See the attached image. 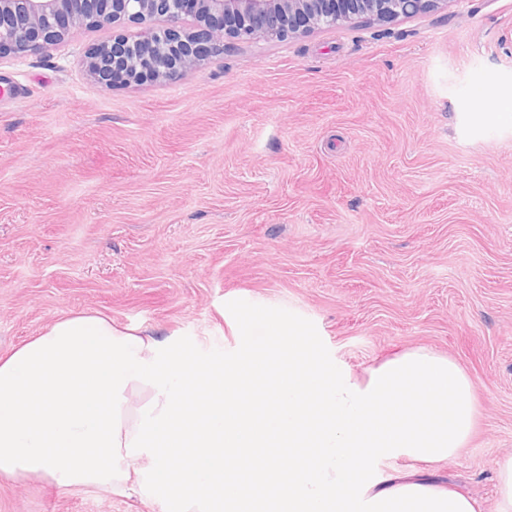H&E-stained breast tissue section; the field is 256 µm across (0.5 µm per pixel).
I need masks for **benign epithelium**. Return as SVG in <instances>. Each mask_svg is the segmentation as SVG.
I'll return each mask as SVG.
<instances>
[{
    "label": "benign epithelium",
    "instance_id": "benign-epithelium-1",
    "mask_svg": "<svg viewBox=\"0 0 512 512\" xmlns=\"http://www.w3.org/2000/svg\"><path fill=\"white\" fill-rule=\"evenodd\" d=\"M453 0H0V58L43 54L72 28L124 20L131 30L85 52L87 74L113 87L170 81L242 44L284 42L367 21L385 24Z\"/></svg>",
    "mask_w": 512,
    "mask_h": 512
}]
</instances>
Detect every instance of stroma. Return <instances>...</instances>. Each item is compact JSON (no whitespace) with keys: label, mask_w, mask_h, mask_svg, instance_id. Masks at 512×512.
I'll list each match as a JSON object with an SVG mask.
<instances>
[{"label":"stroma","mask_w":512,"mask_h":512,"mask_svg":"<svg viewBox=\"0 0 512 512\" xmlns=\"http://www.w3.org/2000/svg\"><path fill=\"white\" fill-rule=\"evenodd\" d=\"M116 23L0 60V355L96 311L218 362L263 305L364 380L428 349L479 414L422 475L494 512L512 455V0L226 41L172 81L86 76ZM0 512H159L128 492L0 479Z\"/></svg>","instance_id":"stroma-1"}]
</instances>
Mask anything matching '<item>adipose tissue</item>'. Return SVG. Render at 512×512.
<instances>
[{
	"instance_id": "obj_1",
	"label": "adipose tissue",
	"mask_w": 512,
	"mask_h": 512,
	"mask_svg": "<svg viewBox=\"0 0 512 512\" xmlns=\"http://www.w3.org/2000/svg\"><path fill=\"white\" fill-rule=\"evenodd\" d=\"M220 363L81 312L0 357V477L60 488L136 486L160 512H480L417 471L379 479L386 459H454L475 422V385L425 349L365 383L311 357L278 317Z\"/></svg>"
}]
</instances>
